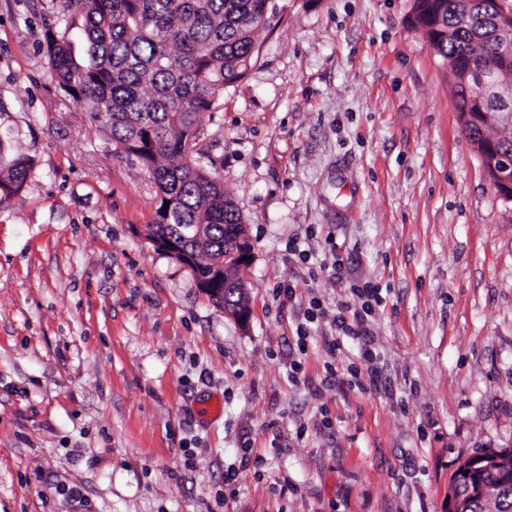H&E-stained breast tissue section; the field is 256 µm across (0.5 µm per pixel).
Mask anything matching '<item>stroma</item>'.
<instances>
[{"label":"stroma","mask_w":512,"mask_h":512,"mask_svg":"<svg viewBox=\"0 0 512 512\" xmlns=\"http://www.w3.org/2000/svg\"><path fill=\"white\" fill-rule=\"evenodd\" d=\"M413 4L270 0L200 114L243 324L147 238L149 172L47 65L52 0H0V143L32 162L0 201V512H448L461 459L512 448V205ZM359 288L364 387L358 341L324 346Z\"/></svg>","instance_id":"35a3bbf8"}]
</instances>
